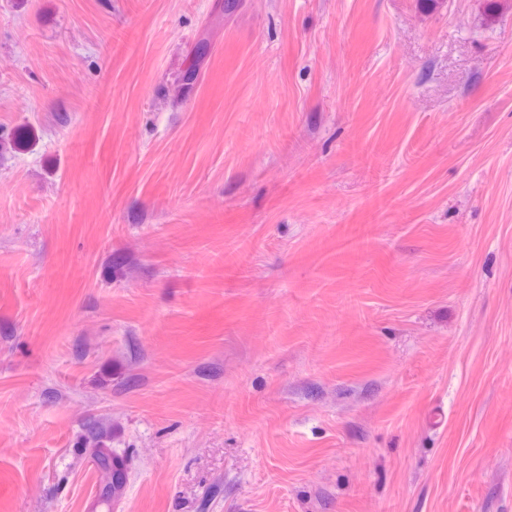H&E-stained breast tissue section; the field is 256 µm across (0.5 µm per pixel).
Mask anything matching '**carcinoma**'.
I'll use <instances>...</instances> for the list:
<instances>
[{"label": "carcinoma", "mask_w": 512, "mask_h": 512, "mask_svg": "<svg viewBox=\"0 0 512 512\" xmlns=\"http://www.w3.org/2000/svg\"><path fill=\"white\" fill-rule=\"evenodd\" d=\"M81 447L85 448L98 474L96 502L113 506L125 493L128 458L108 445V437L96 423L86 426Z\"/></svg>", "instance_id": "carcinoma-1"}]
</instances>
